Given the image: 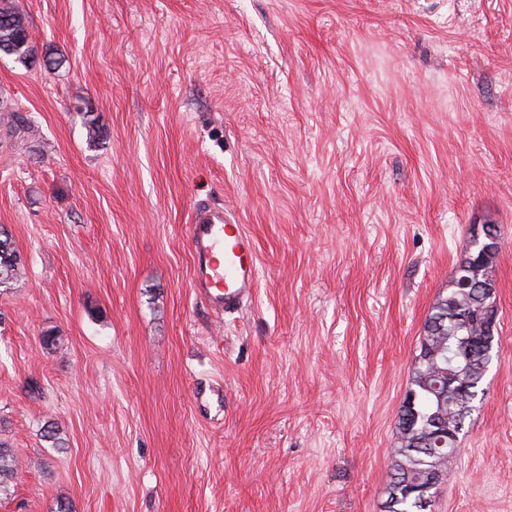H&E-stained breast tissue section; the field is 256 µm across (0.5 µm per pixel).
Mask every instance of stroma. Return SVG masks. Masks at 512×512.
I'll list each match as a JSON object with an SVG mask.
<instances>
[{"instance_id":"1","label":"stroma","mask_w":512,"mask_h":512,"mask_svg":"<svg viewBox=\"0 0 512 512\" xmlns=\"http://www.w3.org/2000/svg\"><path fill=\"white\" fill-rule=\"evenodd\" d=\"M12 2L37 51L0 54V512H383L485 224L496 346L434 512H512V0ZM200 203L257 241L243 313L191 288ZM24 266L11 233L0 225V288H11L22 277ZM483 240L480 241L479 236L474 237L470 241V248H474V250L478 251L480 249V252H482V256L486 255L487 253H490L491 251L495 250L493 254H490L488 257L486 256L483 262V265L481 267V270L479 272V276H487L488 278L493 279V259L497 252V243L498 238L496 236V231L491 226H485L483 229ZM18 474L19 462L14 450L0 443V493L8 489Z\"/></svg>"}]
</instances>
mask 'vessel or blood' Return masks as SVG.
<instances>
[{
    "mask_svg": "<svg viewBox=\"0 0 512 512\" xmlns=\"http://www.w3.org/2000/svg\"><path fill=\"white\" fill-rule=\"evenodd\" d=\"M193 262L191 286L215 316L239 313L254 293L258 267L255 241L221 207H194L187 230Z\"/></svg>",
    "mask_w": 512,
    "mask_h": 512,
    "instance_id": "vessel-or-blood-1",
    "label": "vessel or blood"
}]
</instances>
